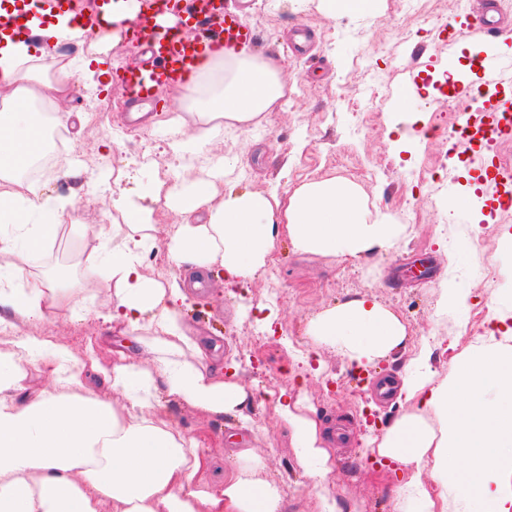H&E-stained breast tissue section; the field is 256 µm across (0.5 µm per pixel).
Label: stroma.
<instances>
[{"label": "stroma", "mask_w": 512, "mask_h": 512, "mask_svg": "<svg viewBox=\"0 0 512 512\" xmlns=\"http://www.w3.org/2000/svg\"><path fill=\"white\" fill-rule=\"evenodd\" d=\"M226 6L257 31L256 50L286 60L295 83L291 99L258 124L245 131L221 128L211 151L232 165V179L244 189L281 193L319 177L343 178L361 186L369 210H380L395 223L406 210L410 221L391 249L356 261L302 255L284 238L264 272L246 286L225 287L221 269H213L206 286L193 292L185 324L211 365L237 364L241 384L254 395L253 404L243 420L206 415L167 398L157 412L186 437L198 440L213 459L202 477L203 487L221 486L225 473L237 465L236 452L249 448L261 458L265 475L279 483L285 512H322L327 499L342 512H404L396 495L401 474L377 465L374 435L361 420L364 405L376 397L377 379L399 377L423 348L430 353L433 370L445 376L448 344L468 345L484 334L492 303L504 308L512 304L508 292L492 297L481 275L483 267L498 269L512 261L502 251L512 229V209L495 208L494 184L477 190V170L463 164L453 168L435 195L405 178L410 170L447 163L448 127L441 119L449 106L463 110L472 101L466 88L458 89L451 101L425 99L422 78L442 75V61L449 57L468 85L489 83V76L472 68L470 60L485 55L492 43L474 16L457 12L455 0H431L427 20L394 11L389 0L379 13L336 20L321 13L317 0H309L297 13L276 0H226ZM106 53L114 65L105 94L110 111L87 115L88 92L81 87L60 103L82 115L68 129L65 160L83 167V174L47 183L54 194L76 199L75 208L62 217L66 224L108 223L109 194L89 195L86 186L107 171L110 137L133 133L122 150L130 172L124 186L133 192L148 176L136 161L138 152L146 148L163 156L169 149L161 139L168 125L134 127L126 119L121 75L139 54L137 42L123 38ZM401 89L415 98L414 109L422 114L421 133L402 138L388 132L395 94ZM373 93L381 104L377 119L360 135H350L352 103ZM458 197L467 198V205L449 210V199ZM57 265L76 266L87 287L76 296L77 320L61 313L43 325V334L82 358L111 363L125 338L116 332L104 335L96 318L109 304L110 281L87 261L84 245L75 237L57 239L34 252L30 270L38 274ZM447 284L471 292L466 328L458 327L456 308L443 300ZM274 288L279 299L273 303L269 294ZM365 295L399 316L408 338L404 347L376 358L363 372L334 349L315 344L306 329L327 308ZM260 304L270 305L276 314L272 331L257 330ZM309 362L322 363V373L306 372ZM282 387L295 388L311 416L345 431L343 440L331 444L335 472L329 483H315L299 464L291 435L272 405V391Z\"/></svg>", "instance_id": "1"}]
</instances>
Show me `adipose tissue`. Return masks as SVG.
I'll return each mask as SVG.
<instances>
[{"label": "adipose tissue", "mask_w": 512, "mask_h": 512, "mask_svg": "<svg viewBox=\"0 0 512 512\" xmlns=\"http://www.w3.org/2000/svg\"><path fill=\"white\" fill-rule=\"evenodd\" d=\"M31 35L0 38V259L9 269L0 280V334L13 335L0 349V512H284L276 482L259 478L263 464L251 450L220 488L193 489L210 461L198 441L186 438L157 415L161 397L210 414L242 416L248 394L236 374H224L190 336L182 319L191 285L148 276V255L165 253L179 268L224 270L231 287L256 279L280 237L296 251L347 262L388 249L404 227L371 214L360 188L334 178L315 179L278 194L239 191L226 185L223 160L205 149L216 131L246 128L275 111L293 93L283 66L250 50L203 51L200 66L181 86L184 138L171 149L182 159L174 180L153 177L148 204L131 200L123 187L126 167L114 169L110 225H80L89 256L101 261L112 283L103 323L120 327L129 351L111 365L93 362L124 405L87 390L82 359L66 346L38 335H18L20 324L49 321L66 303V278L36 276L31 254L55 241L67 201L19 177L39 155L43 133L29 107L55 106L74 83L97 89L109 71L98 50L111 34L84 31L51 20H31ZM89 44L91 55L62 59L63 38ZM72 114L56 108L55 121ZM180 221L168 240L158 236L162 217ZM308 336L337 348L363 366L404 345L405 325L375 298L364 296L325 310ZM147 351L149 362L135 356ZM420 351L397 385L411 407L376 437L379 456L403 471L397 491L409 512H512V311L495 313L475 345L453 353L449 372L431 371ZM36 366L49 390L26 398L25 365ZM274 411L292 435L311 478L334 472L331 429L309 416L288 389L274 394ZM437 489L429 491L424 479Z\"/></svg>", "instance_id": "ef3b65f1"}]
</instances>
